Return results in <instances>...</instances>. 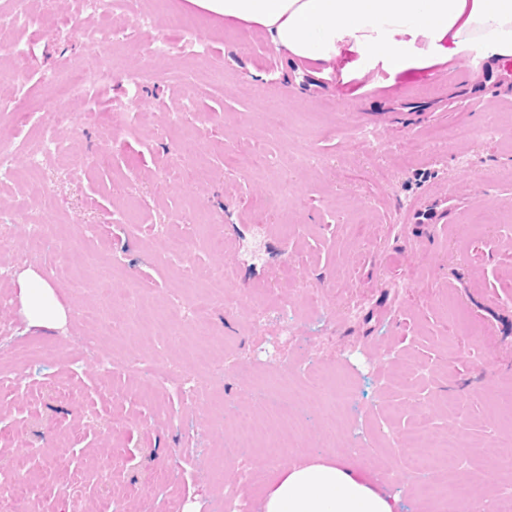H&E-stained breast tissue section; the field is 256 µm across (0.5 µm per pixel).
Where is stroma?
Returning <instances> with one entry per match:
<instances>
[{
	"label": "stroma",
	"instance_id": "obj_1",
	"mask_svg": "<svg viewBox=\"0 0 512 512\" xmlns=\"http://www.w3.org/2000/svg\"><path fill=\"white\" fill-rule=\"evenodd\" d=\"M171 13L192 17L201 41L179 47L155 76L150 44L181 39L165 26ZM100 27L80 0H45L39 24L0 52V61L28 60L0 84V142L18 145L20 175L0 180V232L10 241L0 249V370L13 380L0 389V418L24 417L0 421V461L10 465L0 512H72L77 497L85 512H224L231 483L247 512H259L261 485L238 472L264 470L260 443L245 436L239 458L224 455L235 413L254 398L300 393L315 373L350 388L359 411L342 417L309 395L295 411L307 451L284 464L336 457L334 434L353 424L362 463L385 472L402 452L383 448L384 433L405 432L423 405L436 432L486 447L470 465L389 483L401 512L491 500L507 476L491 461L512 455L495 402L512 384V138L480 132L512 122V84L475 74L497 59L461 55L397 75L377 66L344 84L298 72L262 35L186 0L114 21L101 40ZM99 53L123 56L146 79L131 86L119 71L59 100L56 79ZM275 106L288 114L287 132L258 119ZM59 107L75 121L59 132L66 155L34 167L26 148ZM364 124L376 126L377 145L350 137ZM460 124L470 138L445 137ZM304 154L316 165H300ZM30 216L52 227L39 254L27 242ZM184 227L188 250L167 255V233ZM221 266L249 294L288 297L300 278L307 293L298 311L274 309L253 331L214 309L207 342L170 337L160 323L114 338L109 324H128L121 308L108 319L80 314L98 305L101 279L167 308L185 300L182 268L204 292ZM27 272L54 286L62 327L29 326L17 286ZM107 351L140 363L105 374L98 356ZM201 351L227 358L219 394L154 393L157 356L183 366ZM406 365L418 396L398 383ZM448 395L459 416L441 405Z\"/></svg>",
	"mask_w": 512,
	"mask_h": 512
}]
</instances>
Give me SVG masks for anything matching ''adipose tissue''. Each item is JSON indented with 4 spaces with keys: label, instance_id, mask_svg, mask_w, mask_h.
<instances>
[{
    "label": "adipose tissue",
    "instance_id": "obj_1",
    "mask_svg": "<svg viewBox=\"0 0 512 512\" xmlns=\"http://www.w3.org/2000/svg\"><path fill=\"white\" fill-rule=\"evenodd\" d=\"M243 23L319 76L363 78L368 66L395 73L430 69L477 47L512 57V0H188ZM30 326L56 327L64 314L54 288L21 276ZM398 500L350 461L330 459L273 471L261 512H397Z\"/></svg>",
    "mask_w": 512,
    "mask_h": 512
}]
</instances>
